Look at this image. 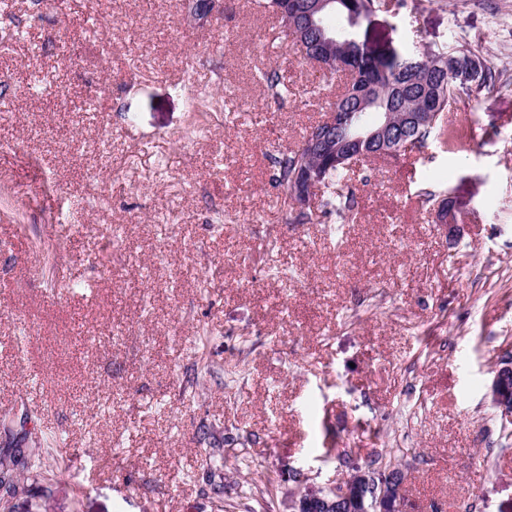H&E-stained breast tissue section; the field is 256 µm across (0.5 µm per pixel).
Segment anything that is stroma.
Masks as SVG:
<instances>
[{"label":"stroma","instance_id":"stroma-1","mask_svg":"<svg viewBox=\"0 0 512 512\" xmlns=\"http://www.w3.org/2000/svg\"><path fill=\"white\" fill-rule=\"evenodd\" d=\"M0 22L20 33L0 42V458L65 437L61 474L18 470L12 512H288L357 465L402 469L409 512H512L491 402L512 354V0L371 15L370 42L464 48L498 79L458 90L451 144L358 168L350 210L315 224L290 223L272 157L344 78L251 0L201 22L186 0H0ZM421 192L452 199L456 237Z\"/></svg>","mask_w":512,"mask_h":512}]
</instances>
